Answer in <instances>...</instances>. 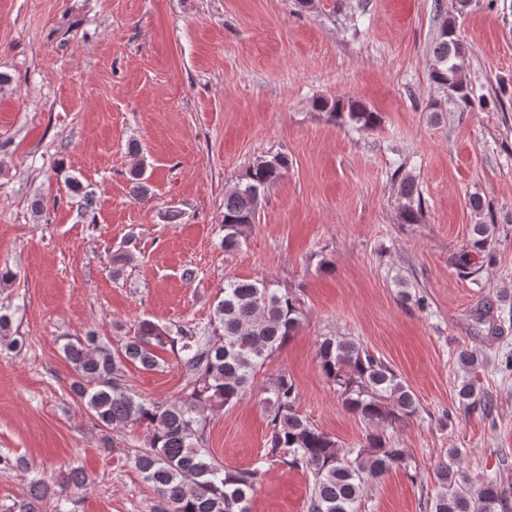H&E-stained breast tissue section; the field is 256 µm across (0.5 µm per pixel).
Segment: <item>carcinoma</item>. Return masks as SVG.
<instances>
[{
	"label": "carcinoma",
	"instance_id": "1",
	"mask_svg": "<svg viewBox=\"0 0 512 512\" xmlns=\"http://www.w3.org/2000/svg\"><path fill=\"white\" fill-rule=\"evenodd\" d=\"M467 51L450 14L435 39L431 80L449 95L468 103L471 89L461 71ZM314 107L336 122L373 128L378 114L355 99H319ZM288 157L275 154L257 159L242 181L224 196V250L241 244L244 230L255 223L261 194L282 177ZM404 220L416 224L423 215L424 199L412 177L399 180ZM471 247L482 252L490 245V227L476 224ZM301 321L298 300L269 282L229 279L224 297L214 309L213 334L202 335L192 326L170 334L151 320L138 323L137 333L113 351L94 330L69 338L62 352L72 364L69 385L74 399L83 403L97 426L122 429L141 425L148 432V448L129 455V461L158 497L155 512H249V501L262 482L259 467L226 470L207 444L204 413L239 402L251 391L254 377L265 361L293 336ZM10 307L0 304V338L7 346L22 348L25 339L11 332ZM171 347L189 378L188 392L159 402L140 397L125 381L124 367L131 363L150 371L160 365L159 350ZM319 367L336 386L343 407L367 425L404 422L419 411L410 385L384 360L347 336H326L318 347ZM465 375L458 386L459 403L470 408L481 401L474 374L480 363L472 355H459ZM270 409L267 448L273 456L284 454L292 469L311 475L308 512H360L365 483L405 467L411 449L402 448L377 431H369L357 447L344 450L335 439L310 423L298 410V390L282 373L263 389ZM462 453L448 450L447 459L433 472L441 488L431 512H507L512 492L490 479L474 484L460 470ZM44 478L35 476L23 489L18 512H38V502L49 492Z\"/></svg>",
	"mask_w": 512,
	"mask_h": 512
}]
</instances>
